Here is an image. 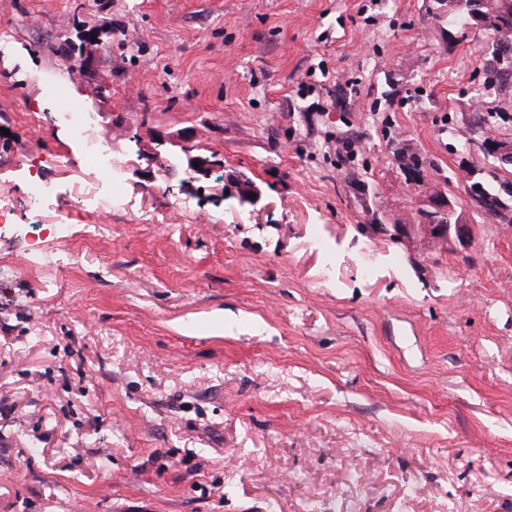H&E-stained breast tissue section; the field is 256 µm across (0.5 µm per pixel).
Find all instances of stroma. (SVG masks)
Masks as SVG:
<instances>
[{
    "instance_id": "35a3bbf8",
    "label": "stroma",
    "mask_w": 512,
    "mask_h": 512,
    "mask_svg": "<svg viewBox=\"0 0 512 512\" xmlns=\"http://www.w3.org/2000/svg\"><path fill=\"white\" fill-rule=\"evenodd\" d=\"M491 50L445 0H0V512H512ZM57 86L129 168L112 207ZM404 153L469 249L386 235L427 202ZM481 186V185H476ZM474 200L484 210L485 214L498 218L500 221L512 223L511 206L504 200L500 194L490 191L481 186L474 190Z\"/></svg>"
}]
</instances>
